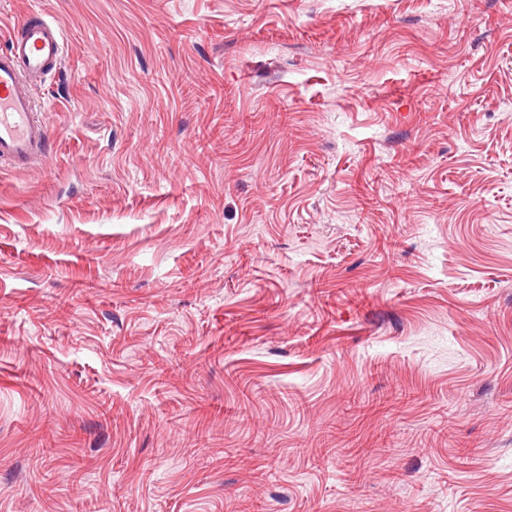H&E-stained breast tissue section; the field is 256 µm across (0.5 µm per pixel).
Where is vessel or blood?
Segmentation results:
<instances>
[{
    "label": "vessel or blood",
    "instance_id": "vessel-or-blood-1",
    "mask_svg": "<svg viewBox=\"0 0 512 512\" xmlns=\"http://www.w3.org/2000/svg\"><path fill=\"white\" fill-rule=\"evenodd\" d=\"M63 51L61 29L37 14L0 52V160L13 169L42 164L47 157L49 131L39 116L32 87L58 66Z\"/></svg>",
    "mask_w": 512,
    "mask_h": 512
}]
</instances>
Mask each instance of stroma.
Returning a JSON list of instances; mask_svg holds the SVG:
<instances>
[{
  "instance_id": "stroma-1",
  "label": "stroma",
  "mask_w": 512,
  "mask_h": 512,
  "mask_svg": "<svg viewBox=\"0 0 512 512\" xmlns=\"http://www.w3.org/2000/svg\"><path fill=\"white\" fill-rule=\"evenodd\" d=\"M38 12L0 512H512V0Z\"/></svg>"
}]
</instances>
